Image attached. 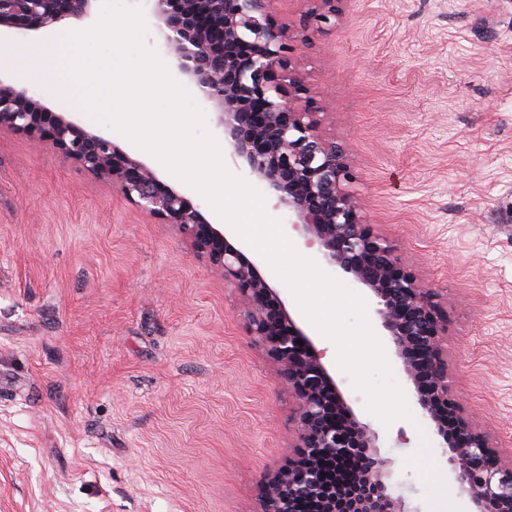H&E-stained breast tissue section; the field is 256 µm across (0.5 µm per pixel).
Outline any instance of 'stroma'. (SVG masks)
I'll list each match as a JSON object with an SVG mask.
<instances>
[{"instance_id": "stroma-1", "label": "stroma", "mask_w": 512, "mask_h": 512, "mask_svg": "<svg viewBox=\"0 0 512 512\" xmlns=\"http://www.w3.org/2000/svg\"><path fill=\"white\" fill-rule=\"evenodd\" d=\"M309 38L369 220L441 291L456 391L512 448V0H345ZM237 306L175 227L0 132V512H260L296 401ZM314 340L408 512H464L420 409L383 425Z\"/></svg>"}]
</instances>
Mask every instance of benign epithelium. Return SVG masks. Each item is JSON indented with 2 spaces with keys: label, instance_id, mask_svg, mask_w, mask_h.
<instances>
[{
  "label": "benign epithelium",
  "instance_id": "benign-epithelium-1",
  "mask_svg": "<svg viewBox=\"0 0 512 512\" xmlns=\"http://www.w3.org/2000/svg\"><path fill=\"white\" fill-rule=\"evenodd\" d=\"M94 0H0V25L22 30L53 27L91 16ZM157 27L178 71L196 86L224 130V148L288 211L291 225L319 246L334 273L376 299L421 413L442 438L456 494L471 512H512V450L493 445L480 419L465 411L448 374V314L436 289L417 278L405 253L367 220L351 190L353 163L322 130L323 93L306 80L296 53L310 28L331 23L342 0H308L298 25L278 17L276 0H153ZM50 142L65 160L112 184L132 204L170 224L236 289L245 327L274 365L279 383L296 400L293 457L266 476L261 512H405L389 492L390 460L377 433L361 422L322 362L323 352L282 306L277 289L226 228L211 223L146 161L111 137L50 112L28 92L0 83V130ZM304 344H298V341ZM453 422L454 435L447 433ZM358 459V496L336 510L323 465Z\"/></svg>",
  "mask_w": 512,
  "mask_h": 512
}]
</instances>
